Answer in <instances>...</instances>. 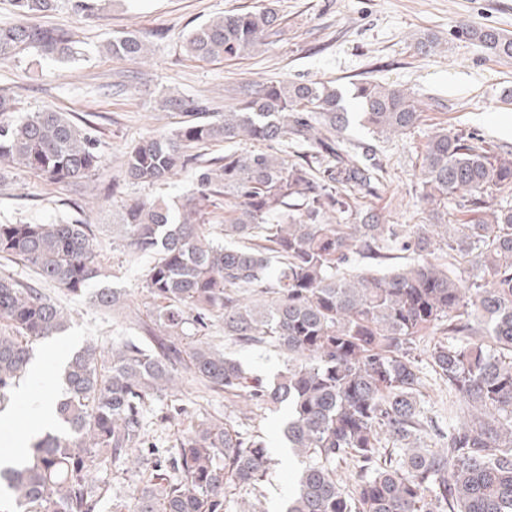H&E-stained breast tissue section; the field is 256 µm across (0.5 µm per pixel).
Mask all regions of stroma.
Here are the masks:
<instances>
[{"label": "stroma", "mask_w": 512, "mask_h": 512, "mask_svg": "<svg viewBox=\"0 0 512 512\" xmlns=\"http://www.w3.org/2000/svg\"><path fill=\"white\" fill-rule=\"evenodd\" d=\"M257 3L104 0L99 10L87 12L79 9L78 0H57L55 11L36 23L72 30L80 41V55L62 63L35 55L0 63V92L15 95L25 111L52 108L87 126L101 155L95 174L75 182H49L19 167L5 171L0 176V224H88L105 272L103 284L124 296L121 308H101L89 296L41 281L30 266L0 261V273L40 288L69 317L64 333L35 345L34 360L42 372L29 378L32 390L61 396L65 358L92 341L107 351L137 338V320L153 308L144 283L154 258L127 247L121 207L158 198L180 204L196 192L188 171L153 186L124 174L126 154L134 145L181 125L183 114L162 107L166 94L220 112L232 104L239 87L272 81H329L344 90L374 82L409 89L422 105V121L405 135L377 143L388 177L378 195L368 200L389 224H424L429 219L428 206L414 195L415 164L436 128L450 124L512 147V104L502 100L512 91V59L486 54L461 33L467 25L491 26L512 36V0H274L281 25L273 43L233 60L198 61L186 54L183 42L195 27ZM126 31L150 45L146 59L117 60L103 52L109 37ZM423 34L437 37L438 51L415 49L416 37ZM206 338L250 374L270 380L283 367L272 347L243 346L225 338L221 321L213 322ZM176 407L260 433L270 456L260 510L285 512L303 467L284 447L285 406L251 415L242 399L204 391L186 378L152 401L147 435L159 448L173 447L189 425L185 416H172Z\"/></svg>", "instance_id": "35a3bbf8"}]
</instances>
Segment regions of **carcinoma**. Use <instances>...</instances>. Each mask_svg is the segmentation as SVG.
<instances>
[{
  "instance_id": "carcinoma-1",
  "label": "carcinoma",
  "mask_w": 512,
  "mask_h": 512,
  "mask_svg": "<svg viewBox=\"0 0 512 512\" xmlns=\"http://www.w3.org/2000/svg\"><path fill=\"white\" fill-rule=\"evenodd\" d=\"M12 2L17 20L0 27L1 63L29 50L75 58L72 31L30 23L57 0ZM280 25L276 9L262 4L202 23L184 48L200 60L239 58L269 44ZM467 32L488 53L512 58L511 36L493 27ZM103 49L127 60L149 53L131 32ZM350 98L377 140L422 118L405 89L355 83ZM343 101L330 82L288 80L242 89L210 116L191 100L164 99L190 120L134 146L125 176L153 184L192 168L197 196L176 209L163 200L125 206V240L154 257L145 288L155 313L137 323L142 336L111 353L88 343L69 356L58 433L32 439L14 465L0 468V485L22 512H98L106 497L114 512H227L230 487L260 502L269 463L260 435L202 416L170 450L145 440L154 397L184 374L213 392L245 395L252 410L287 407L288 448L309 464L286 512H512V150L474 132L436 129L415 186L430 223L385 224L365 199L384 185L386 164L374 145L336 136L350 124ZM16 111V98L0 92V168L51 182L98 169V140L63 113L16 120ZM213 141L267 150L200 160L194 149ZM221 195L222 244L209 238L204 208ZM399 253L409 262L388 266ZM0 254L100 307L123 303L99 287L86 224H0ZM440 255L448 261L438 263ZM359 257L372 265H357ZM216 319L236 342L276 348L283 369L269 382L250 376L188 333ZM0 320L2 412L27 375L32 345L64 332L68 315L38 289L0 276ZM428 339L433 371L448 386L445 429L421 400L417 350ZM431 435L436 450L424 446ZM131 457L149 477L127 504L92 475ZM348 461L349 485L337 474Z\"/></svg>"
}]
</instances>
